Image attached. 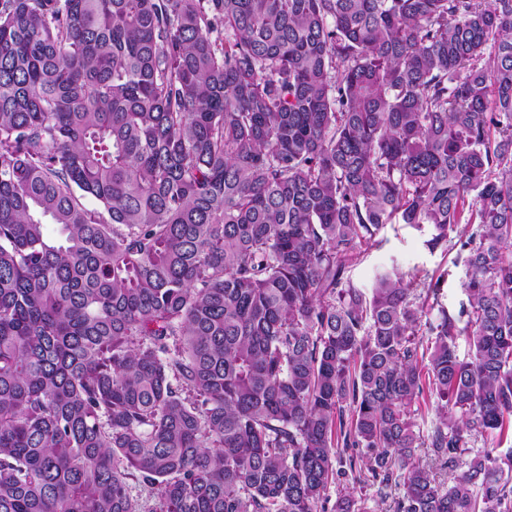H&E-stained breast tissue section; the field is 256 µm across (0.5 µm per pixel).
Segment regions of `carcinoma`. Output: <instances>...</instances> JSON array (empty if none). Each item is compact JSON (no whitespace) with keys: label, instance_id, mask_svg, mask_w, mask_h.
Wrapping results in <instances>:
<instances>
[{"label":"carcinoma","instance_id":"1","mask_svg":"<svg viewBox=\"0 0 512 512\" xmlns=\"http://www.w3.org/2000/svg\"><path fill=\"white\" fill-rule=\"evenodd\" d=\"M509 430L512 0H0V512H512ZM380 243L371 248L359 263L349 268L346 276L359 288H371L379 271L397 269L407 273L426 269L435 277L444 274L440 284L441 303L449 311H458L467 298L462 288L466 279L465 266L459 256L461 244L457 234H451L448 250L430 253L424 241L427 235L404 224H387L378 236ZM469 447L473 448V452L469 457L464 456L463 460L472 457L476 452H489L493 456L503 455L512 450V434L509 433L508 436L503 437L487 434L478 435L472 439ZM337 490H353L355 495L361 498L367 512H390L389 505H393V500L402 494V490L394 486L381 488L378 484L359 485L354 484L349 478L347 481L343 480L340 486L332 484L328 491V499L322 505L324 512H334Z\"/></svg>","mask_w":512,"mask_h":512}]
</instances>
